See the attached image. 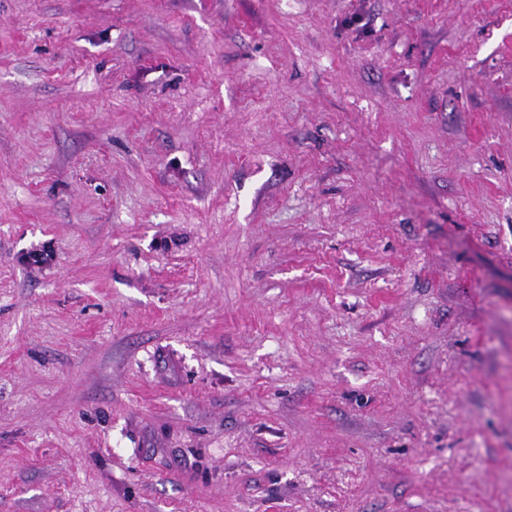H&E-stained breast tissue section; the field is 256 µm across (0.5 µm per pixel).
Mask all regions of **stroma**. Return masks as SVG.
<instances>
[{
	"label": "stroma",
	"instance_id": "obj_1",
	"mask_svg": "<svg viewBox=\"0 0 512 512\" xmlns=\"http://www.w3.org/2000/svg\"><path fill=\"white\" fill-rule=\"evenodd\" d=\"M0 512H512V0H0Z\"/></svg>",
	"mask_w": 512,
	"mask_h": 512
}]
</instances>
